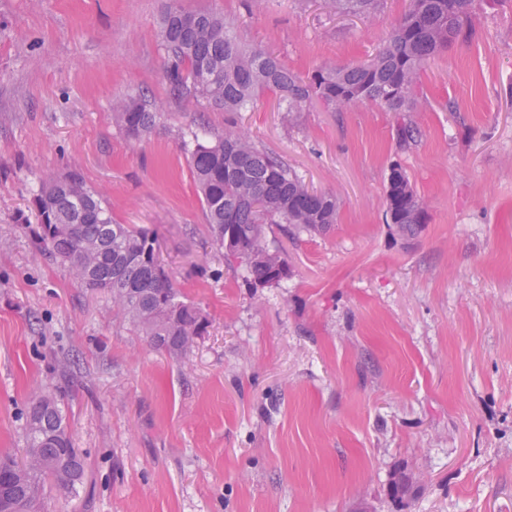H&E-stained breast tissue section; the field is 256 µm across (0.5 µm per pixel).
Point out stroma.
Masks as SVG:
<instances>
[{"label":"stroma","instance_id":"1","mask_svg":"<svg viewBox=\"0 0 512 512\" xmlns=\"http://www.w3.org/2000/svg\"><path fill=\"white\" fill-rule=\"evenodd\" d=\"M179 3L237 18L245 44L308 77L372 58L408 0L368 17L323 0ZM164 6L0 0V454L22 456L47 386L86 468L43 512H512V0H483L474 37L424 66L407 147L372 103L175 98ZM136 93L163 112L140 142L112 112ZM231 124L338 205L326 234L268 229L290 274L265 287L212 245L188 166L195 138ZM395 162L425 208L413 239L385 221ZM70 171L116 223L154 233L202 309L183 358L45 251L37 194Z\"/></svg>","mask_w":512,"mask_h":512}]
</instances>
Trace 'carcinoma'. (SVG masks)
Returning a JSON list of instances; mask_svg holds the SVG:
<instances>
[{
	"label": "carcinoma",
	"instance_id": "cac0c4a2",
	"mask_svg": "<svg viewBox=\"0 0 512 512\" xmlns=\"http://www.w3.org/2000/svg\"><path fill=\"white\" fill-rule=\"evenodd\" d=\"M337 12L368 15L379 0H328ZM477 0H408L407 10L389 31L385 44L366 63L326 65L309 79L283 65L264 47L246 49L236 34V21L205 10L200 24H177L185 13L178 0H166L160 22L161 44L167 53V78L178 98H200L226 112H238L261 94L274 91L290 112L318 98L336 107L374 103L389 112H409L421 67L452 42L472 35ZM127 137L141 140L153 133L162 106L145 95H130L113 106ZM395 134L399 144L415 142V128L400 117ZM189 167L203 203L214 244L234 238L232 258L246 265L255 285L264 287L288 277V264L270 252L265 226L289 224L324 234L336 223V198L309 189L302 177L276 155L261 148L230 125L195 141ZM60 185L43 184L37 203L42 240L50 256L76 272L92 260L87 289L107 294L131 326L154 348L172 358L188 349L187 337L201 336L207 319L194 303L183 299L162 266L156 240L133 224H116L103 196L76 173L59 177ZM386 221L402 236L415 237L425 212L408 176L398 163L390 165L386 189ZM53 399L47 412L40 401ZM24 452L39 449L43 467L26 485L13 483L16 457L0 456V512H41L44 486L52 483L70 493L84 475V460L73 448L63 411L54 393L42 389L32 399L26 417Z\"/></svg>",
	"mask_w": 512,
	"mask_h": 512
}]
</instances>
